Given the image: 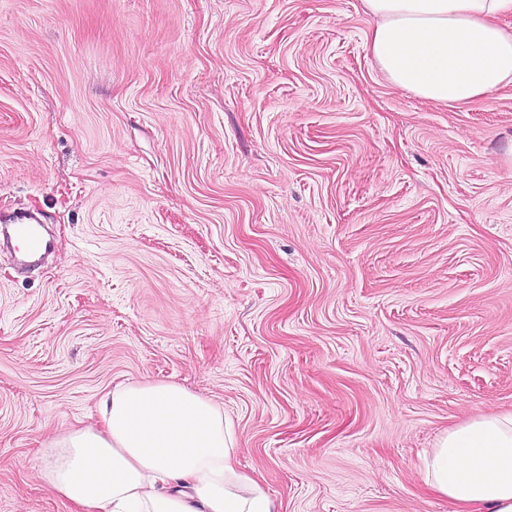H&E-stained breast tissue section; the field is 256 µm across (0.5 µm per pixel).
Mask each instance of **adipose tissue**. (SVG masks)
Returning a JSON list of instances; mask_svg holds the SVG:
<instances>
[{
  "mask_svg": "<svg viewBox=\"0 0 512 512\" xmlns=\"http://www.w3.org/2000/svg\"><path fill=\"white\" fill-rule=\"evenodd\" d=\"M369 55L395 88L459 106L512 84V0H361ZM103 428L44 443L42 479L88 512H276L233 457L224 411L172 382L121 383ZM426 487L454 512H512V410L442 434L421 457Z\"/></svg>",
  "mask_w": 512,
  "mask_h": 512,
  "instance_id": "obj_1",
  "label": "adipose tissue"
}]
</instances>
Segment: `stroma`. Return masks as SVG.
<instances>
[{
	"instance_id": "obj_1",
	"label": "stroma",
	"mask_w": 512,
	"mask_h": 512,
	"mask_svg": "<svg viewBox=\"0 0 512 512\" xmlns=\"http://www.w3.org/2000/svg\"><path fill=\"white\" fill-rule=\"evenodd\" d=\"M361 0H0V512L119 382L224 409L277 512H451L418 465L512 409V86L393 88ZM2 235L6 233L10 238L21 240L25 243L27 251L23 256L27 259L38 258L53 249V241L42 230V221L35 213L30 211H14L5 214L0 213Z\"/></svg>"
}]
</instances>
